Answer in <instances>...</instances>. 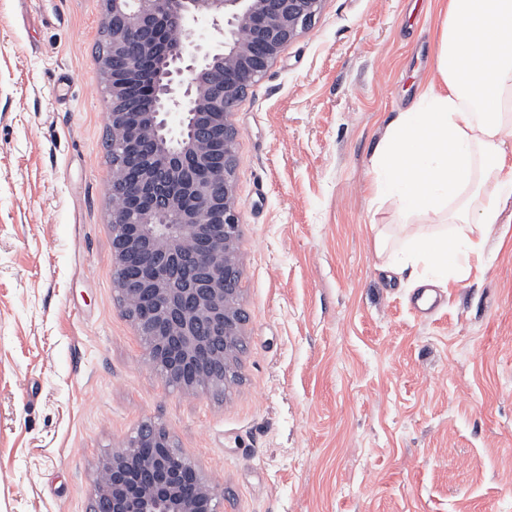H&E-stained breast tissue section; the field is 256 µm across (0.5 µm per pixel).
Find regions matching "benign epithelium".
I'll list each match as a JSON object with an SVG mask.
<instances>
[{
  "mask_svg": "<svg viewBox=\"0 0 512 512\" xmlns=\"http://www.w3.org/2000/svg\"><path fill=\"white\" fill-rule=\"evenodd\" d=\"M324 0H101V55L109 95L113 163L109 196L153 195L157 210L112 207V260L118 304L142 338L150 367L188 394L228 380L242 335L235 197L237 129L229 121L249 86L309 29ZM224 23V50L199 54L190 20ZM153 58L155 78L143 91L158 111L131 121L139 58ZM184 112L182 137L171 144L165 116ZM154 151L146 154L143 141ZM206 169L200 179L186 158ZM140 168L139 183L117 167ZM139 257L151 275L132 286L121 275ZM93 501L102 512H218L214 483L176 448L162 426L138 432L97 466Z\"/></svg>",
  "mask_w": 512,
  "mask_h": 512,
  "instance_id": "1",
  "label": "benign epithelium"
}]
</instances>
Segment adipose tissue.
I'll use <instances>...</instances> for the list:
<instances>
[{"label": "adipose tissue", "instance_id": "adipose-tissue-1", "mask_svg": "<svg viewBox=\"0 0 512 512\" xmlns=\"http://www.w3.org/2000/svg\"><path fill=\"white\" fill-rule=\"evenodd\" d=\"M512 0H448L431 80L388 126L371 160L370 190L400 224L431 229L391 241L377 233L395 271L418 285L465 281L512 201ZM451 224L464 232L449 234Z\"/></svg>", "mask_w": 512, "mask_h": 512}]
</instances>
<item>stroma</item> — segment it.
<instances>
[{
    "instance_id": "35a3bbf8",
    "label": "stroma",
    "mask_w": 512,
    "mask_h": 512,
    "mask_svg": "<svg viewBox=\"0 0 512 512\" xmlns=\"http://www.w3.org/2000/svg\"><path fill=\"white\" fill-rule=\"evenodd\" d=\"M442 0H326L232 116L237 382L185 395L113 288L100 0H0V512H91L145 422L219 512H512V202L469 278L376 248L370 160L425 87Z\"/></svg>"
}]
</instances>
